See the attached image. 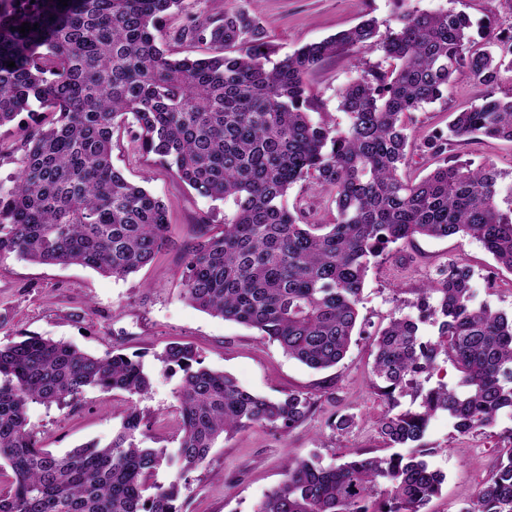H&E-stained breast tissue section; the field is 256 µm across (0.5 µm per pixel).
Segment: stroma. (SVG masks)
Here are the masks:
<instances>
[{"instance_id":"1","label":"stroma","mask_w":512,"mask_h":512,"mask_svg":"<svg viewBox=\"0 0 512 512\" xmlns=\"http://www.w3.org/2000/svg\"><path fill=\"white\" fill-rule=\"evenodd\" d=\"M421 10L453 8L473 21H492L496 29L512 30V0H412ZM230 9L243 8L266 34L272 60L299 46L322 40L375 18L380 29L394 26L395 0H226ZM355 58L343 53L307 78L313 121L345 126L337 92L354 74ZM481 92L466 75H458L447 100L412 113L410 127L418 135L447 131L455 113L476 104ZM27 115L0 128V181L16 175V160ZM453 152L473 165L492 164L502 173L498 204L512 207V142L486 139L454 145ZM114 167L145 186L165 204L170 243L138 273L113 278L77 265L47 266L16 255L0 259V343L35 335L72 343L94 355L118 349L140 355L152 376L149 393L137 398L149 426L151 448L178 445L176 392L182 382L179 368L161 370L157 354L172 342L192 345L205 367L233 375L245 389L270 398L291 390L307 393L313 412L302 425L285 430L255 426L218 441L203 466L186 474L179 498L181 512H256L258 505L284 478L286 458L317 457L328 466L355 455L384 456L388 449L376 428L388 408L416 411L420 399L412 389L396 394L388 405L372 385L373 338L395 314L415 315L413 288L448 261L466 263L472 270L475 301L512 313V272L497 266L482 246L467 237L416 238L412 245L393 250L371 264L359 305L358 324L346 357L325 371L309 369L286 355L258 331L201 312L181 296L185 253L196 238L197 219L210 214L222 227L228 206L183 186L168 165L142 152L129 133H121L112 151ZM127 396L87 389L68 407L30 405L28 417L47 448L62 455L77 446L108 443L119 430ZM353 426L335 428L340 416ZM512 420L495 428L458 434L447 416L431 419L423 442L431 469L444 475L441 493L427 512H460L490 476L502 434Z\"/></svg>"}]
</instances>
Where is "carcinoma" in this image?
I'll return each mask as SVG.
<instances>
[{
    "label": "carcinoma",
    "mask_w": 512,
    "mask_h": 512,
    "mask_svg": "<svg viewBox=\"0 0 512 512\" xmlns=\"http://www.w3.org/2000/svg\"><path fill=\"white\" fill-rule=\"evenodd\" d=\"M210 10L171 40L206 45L207 57L173 58L157 39L185 0H0V127L38 103L40 120L19 147L12 185L0 183V256L81 265L124 278L169 243L164 204L112 165L114 135L160 158L198 194L232 203L224 227L200 225L187 252L182 295L212 316L257 329L313 370L346 355L371 260L418 237H469L512 271V209L497 203L501 172L447 157L426 177L408 173L409 115L444 100L455 75L484 89L448 134L424 136L435 154L473 139L512 142V96L489 88L512 72V32L488 23L481 40L469 17L420 11L397 0L396 26L366 19L271 61L265 34L246 11L207 0ZM39 28L22 34V23ZM372 46L388 68L355 66L338 90L343 128L314 122L306 79L328 59ZM15 67H8V62ZM312 182L334 204L332 224H304L288 207L290 187ZM472 273L458 261L414 289L417 316H394L375 337L374 388L386 399L417 383L421 410L385 413L377 432L408 455L359 457L323 467L289 458L284 479L256 512H426L444 476L418 445L429 421L448 416L460 434L512 417V315L475 302ZM439 321L438 339L419 323ZM459 373L455 386L423 390L438 355ZM162 367L184 371L177 393L180 439L169 452L137 439L143 421L128 408L102 446L63 456L44 448L28 419L32 403L67 406L86 389L145 395L151 376L117 351L91 355L41 336L0 344V512H180L181 480L203 466L220 439L253 425L291 429L312 414L302 392L269 399L233 375L171 344ZM492 476L460 512H512V429ZM177 467L166 485L162 464Z\"/></svg>",
    "instance_id": "cac0c4a2"
}]
</instances>
